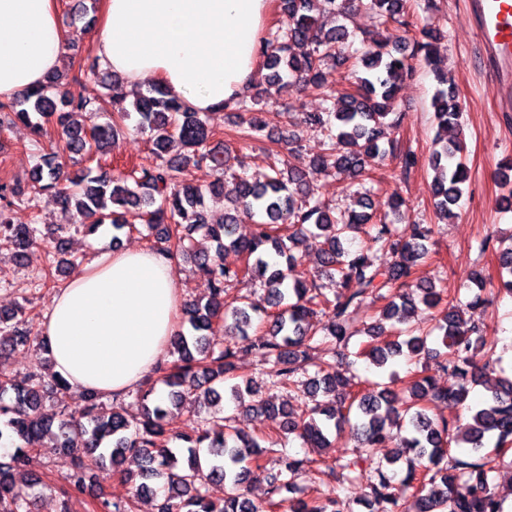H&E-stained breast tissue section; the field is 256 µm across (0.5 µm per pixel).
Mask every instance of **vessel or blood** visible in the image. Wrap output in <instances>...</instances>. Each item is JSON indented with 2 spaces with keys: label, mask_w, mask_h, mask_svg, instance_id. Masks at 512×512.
I'll use <instances>...</instances> for the list:
<instances>
[{
  "label": "vessel or blood",
  "mask_w": 512,
  "mask_h": 512,
  "mask_svg": "<svg viewBox=\"0 0 512 512\" xmlns=\"http://www.w3.org/2000/svg\"><path fill=\"white\" fill-rule=\"evenodd\" d=\"M466 5L501 84L499 109L512 112V0H466Z\"/></svg>",
  "instance_id": "obj_1"
}]
</instances>
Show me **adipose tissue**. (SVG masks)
Listing matches in <instances>:
<instances>
[{"label":"adipose tissue","instance_id":"ef3b65f1","mask_svg":"<svg viewBox=\"0 0 512 512\" xmlns=\"http://www.w3.org/2000/svg\"><path fill=\"white\" fill-rule=\"evenodd\" d=\"M95 54L128 90L162 83L192 111L250 89L271 0H101ZM70 41L56 0H0V99L43 85ZM174 258L102 251L57 289L39 332L71 391L122 398L182 333Z\"/></svg>","mask_w":512,"mask_h":512}]
</instances>
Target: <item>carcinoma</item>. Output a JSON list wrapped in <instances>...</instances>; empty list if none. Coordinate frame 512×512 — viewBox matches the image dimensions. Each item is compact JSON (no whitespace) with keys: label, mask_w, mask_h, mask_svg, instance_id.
I'll use <instances>...</instances> for the list:
<instances>
[{"label":"carcinoma","mask_w":512,"mask_h":512,"mask_svg":"<svg viewBox=\"0 0 512 512\" xmlns=\"http://www.w3.org/2000/svg\"><path fill=\"white\" fill-rule=\"evenodd\" d=\"M361 8L374 13L382 25L409 26L407 0H278L285 26L270 30L259 47L268 85L278 93L293 83L320 88L323 67L352 66L353 90L340 93L337 104L325 112L305 113V123L328 140L308 170L291 167L282 151L270 149L265 179L236 177L231 197L224 196V153L210 147L214 132L203 113L192 111L158 83L138 89L129 101L107 96L94 105L62 89L64 73L56 70L41 87L0 101V129L20 123L41 138L48 134L44 124L51 122L65 150L87 158L105 157L135 114L136 129L151 133L156 155L150 166L112 171L86 167L71 178L64 176L62 156L52 153L36 165L26 185L0 179V246L12 248L20 260L41 247L35 225L15 223L11 212L16 204H29L50 192L70 226L88 234L107 220L116 230L132 217L143 221L153 249L190 259L210 285L206 301L191 300L182 309L193 334L175 336L173 360L156 368L158 381L170 388L167 407L149 402L152 386L137 389L141 413L136 419H129L121 407H104L98 396L88 393L81 395L82 408L47 416L42 412L46 397L70 391L64 380L35 371L18 381L0 375V439L14 446L13 452L0 455V512H30L29 493L16 485L15 475L26 466L34 444L48 435L72 455L68 483L77 491L94 467L140 464L141 482L123 495L95 503L96 512H130L135 496L153 491L151 479L164 480L157 512H348L335 485L309 500L282 496L292 492L291 476L300 471H314L340 485L364 483L370 512H503L494 474L512 450V379L499 381L479 405L467 403L484 373L472 362V353L479 351L490 362L496 353L495 331L467 317L469 310L489 303L484 291L492 278L473 272L478 292L466 302L418 280L416 270L430 253L434 225L413 224L408 237L400 235L389 219L404 204L397 192L382 214L366 193L357 198L360 210L343 213L314 197L316 176L356 180L363 176L366 159L395 154V147H383L381 138L384 129L399 125L394 102L400 84L412 75V60L436 64L435 44L444 37L429 29L423 41L403 39L391 45L376 39L353 62L346 52V26L326 30L320 18ZM78 69L104 83L112 77L99 69L91 51L79 59ZM437 82L431 107L440 149L428 163L435 216L441 221L456 217L471 177L462 141L448 136L461 115L454 81L439 73ZM266 93L224 103L230 112L246 113L239 139L264 135L268 124L253 105ZM74 112H102L107 121L82 126L71 119ZM201 166L213 176L205 187L192 176V169ZM207 195L224 202L221 217L212 214ZM245 215L259 217L249 238L237 236V224ZM196 234L210 240L214 251L196 245ZM300 248L317 251L325 278L336 285L333 295L317 279L296 273L295 251ZM227 249L241 256L239 266L224 265ZM380 251L390 256L383 267L372 260V253ZM66 254L64 242H55L37 278L65 275L76 262ZM497 273L498 291L512 295V245L498 251ZM240 279L259 280L261 298L230 296L229 283ZM411 288L419 290V299ZM369 298L382 306L371 323L361 325L359 314ZM418 302L437 312L428 331L409 325ZM23 309L19 305L11 313H0V356L39 340L19 318ZM221 321L233 334L253 335L245 350L262 352L274 385L302 392L301 407L287 409L264 400L249 383H228L239 351L208 338ZM435 331L442 333L443 352L430 346ZM355 336L368 337L356 356L378 369L394 375L402 362L432 359L453 383L440 387L416 369L408 371V398L377 382L357 388L337 362L315 356L322 345L345 353ZM222 386L237 406L278 421L277 428L250 435L235 427L219 407ZM188 394L195 396L197 406L213 410L215 430L194 423L183 431L169 427V413ZM450 403L466 408V421L450 422L433 412V407ZM345 431L363 448L385 446L395 438L399 443L385 461L368 457L365 466L357 458L330 464L290 454L288 445L296 438L308 448H328L329 435ZM453 445L462 449L460 455H450ZM258 479L266 482L267 491L255 501L250 483ZM210 483L224 486V497H212Z\"/></svg>","instance_id":"obj_1"}]
</instances>
